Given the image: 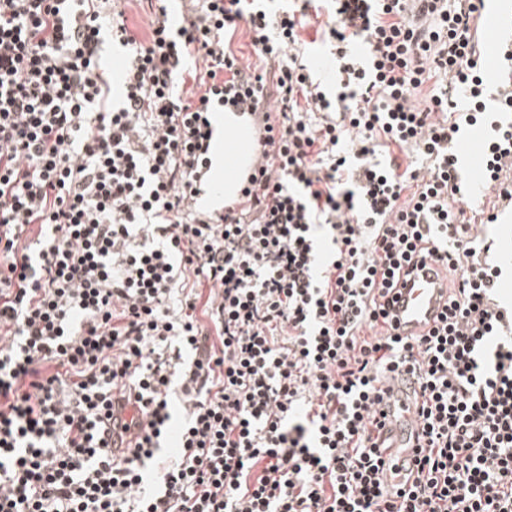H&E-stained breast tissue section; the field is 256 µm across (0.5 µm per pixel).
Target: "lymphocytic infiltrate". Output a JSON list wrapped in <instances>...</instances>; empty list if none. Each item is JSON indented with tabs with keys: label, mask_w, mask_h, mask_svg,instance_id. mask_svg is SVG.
Wrapping results in <instances>:
<instances>
[{
	"label": "lymphocytic infiltrate",
	"mask_w": 512,
	"mask_h": 512,
	"mask_svg": "<svg viewBox=\"0 0 512 512\" xmlns=\"http://www.w3.org/2000/svg\"><path fill=\"white\" fill-rule=\"evenodd\" d=\"M188 2L139 36L112 0H0V512H512V310L448 149L484 0H326L332 91L296 11ZM245 103L259 172L202 220L210 114ZM490 127L502 201L512 124ZM391 146L424 165L377 162ZM416 257L448 303L403 338ZM401 371L421 445L391 492L377 412Z\"/></svg>",
	"instance_id": "lymphocytic-infiltrate-1"
}]
</instances>
